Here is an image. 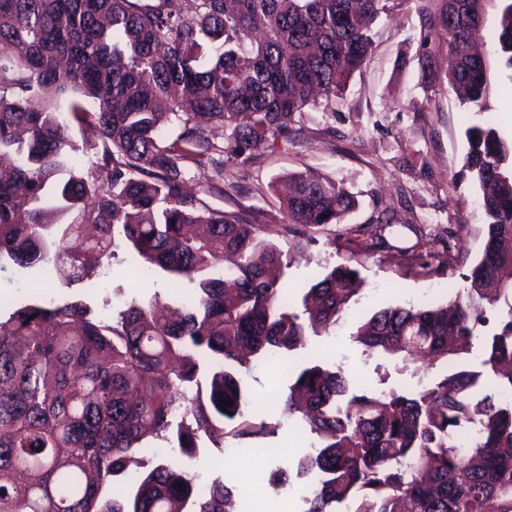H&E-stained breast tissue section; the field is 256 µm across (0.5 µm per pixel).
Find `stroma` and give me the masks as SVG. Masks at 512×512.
I'll list each match as a JSON object with an SVG mask.
<instances>
[{"label": "stroma", "instance_id": "35a3bbf8", "mask_svg": "<svg viewBox=\"0 0 512 512\" xmlns=\"http://www.w3.org/2000/svg\"><path fill=\"white\" fill-rule=\"evenodd\" d=\"M439 7L438 0H395L391 11L373 22L372 50L336 103L308 108L275 145L239 155L228 149V130L216 126L207 132L224 151L223 190L208 194V204L239 212L277 243L288 257L291 285L305 286L325 266L350 264L359 270L357 305L329 332L310 337L306 351L371 385L383 374L397 386L415 380L396 360L353 342L359 323L392 306L446 302L482 248L481 193L460 174L472 114L443 80L450 51L438 26ZM498 11V0H486L477 42L489 63L486 115L512 140V70L498 60ZM291 172L332 178L356 196V208L344 223L285 232L282 179ZM382 218L389 222L387 246L356 252L352 230L368 236ZM423 235L435 239L434 255L416 248ZM53 293L97 306L106 301L115 312L133 300L181 299L162 274L142 277L121 249L102 287L59 286ZM246 382L259 410L269 406L271 391L287 387L288 378L272 365L256 363ZM273 419L279 430L264 440L263 452L234 457L204 438L188 468L205 482L229 478L237 496L264 495L273 512H299V489L272 490L267 476L284 463L282 448L301 454L312 437L299 432L295 418L277 413Z\"/></svg>", "mask_w": 512, "mask_h": 512}]
</instances>
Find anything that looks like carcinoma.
Here are the masks:
<instances>
[{
  "label": "carcinoma",
  "instance_id": "obj_1",
  "mask_svg": "<svg viewBox=\"0 0 512 512\" xmlns=\"http://www.w3.org/2000/svg\"><path fill=\"white\" fill-rule=\"evenodd\" d=\"M389 2L0 0V272L36 270L30 299L0 320V512H268L219 478L199 487L172 456L193 457L202 434L218 448L277 434L251 408L241 368L254 359L285 368L276 407L313 435L267 479L302 484L304 512H512V142L489 124L465 130L461 172L486 217L466 286L445 304L379 310L353 334L413 376L451 362L412 387L293 361L358 303V270L290 288L275 243L183 188V165L213 148L210 125L231 127L244 153L286 136L315 94L337 97ZM484 2L440 0L439 14L446 79L479 114L488 67L470 44ZM497 41L512 69V0ZM76 125L92 135L80 146ZM288 180L290 224H341L355 206L329 178ZM121 247L143 274L190 287L164 318L157 300L114 317L42 289L108 277ZM475 342L480 368H458ZM151 438L171 452L129 472Z\"/></svg>",
  "mask_w": 512,
  "mask_h": 512
}]
</instances>
